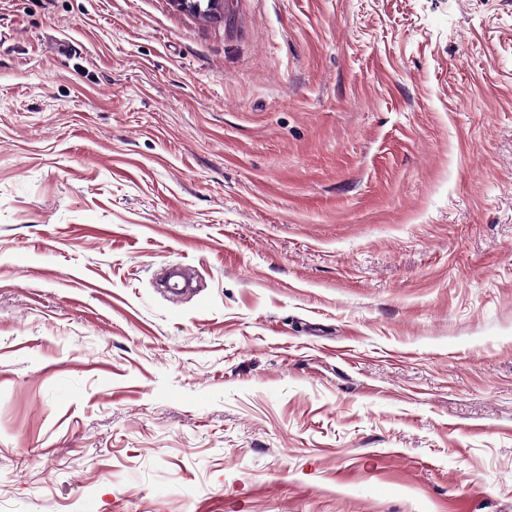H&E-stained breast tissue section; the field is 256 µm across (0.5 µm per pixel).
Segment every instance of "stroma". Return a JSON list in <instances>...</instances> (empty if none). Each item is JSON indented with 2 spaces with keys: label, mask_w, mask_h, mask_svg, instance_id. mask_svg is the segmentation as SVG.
Returning <instances> with one entry per match:
<instances>
[{
  "label": "stroma",
  "mask_w": 512,
  "mask_h": 512,
  "mask_svg": "<svg viewBox=\"0 0 512 512\" xmlns=\"http://www.w3.org/2000/svg\"><path fill=\"white\" fill-rule=\"evenodd\" d=\"M0 512H512V0H0Z\"/></svg>",
  "instance_id": "1"
}]
</instances>
